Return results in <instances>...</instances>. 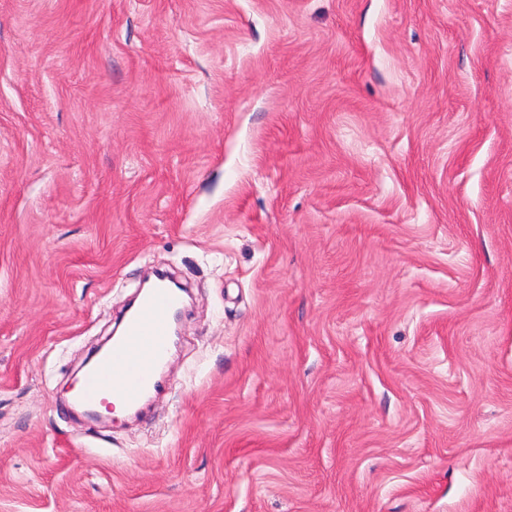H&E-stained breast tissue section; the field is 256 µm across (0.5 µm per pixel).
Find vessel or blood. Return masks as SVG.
Returning a JSON list of instances; mask_svg holds the SVG:
<instances>
[{"label": "vessel or blood", "instance_id": "b4317fda", "mask_svg": "<svg viewBox=\"0 0 512 512\" xmlns=\"http://www.w3.org/2000/svg\"><path fill=\"white\" fill-rule=\"evenodd\" d=\"M181 305V294L166 282L145 292L127 316L122 336L79 378L72 405L94 410L114 398L133 406L157 391L170 349V318Z\"/></svg>", "mask_w": 512, "mask_h": 512}]
</instances>
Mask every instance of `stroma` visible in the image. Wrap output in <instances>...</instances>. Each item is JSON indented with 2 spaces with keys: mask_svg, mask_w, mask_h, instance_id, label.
Segmentation results:
<instances>
[{
  "mask_svg": "<svg viewBox=\"0 0 512 512\" xmlns=\"http://www.w3.org/2000/svg\"><path fill=\"white\" fill-rule=\"evenodd\" d=\"M0 512H512V0H0ZM181 306V294L165 281L145 292L126 317L123 336L78 379L72 405L95 410L114 398L134 406L157 391L170 349V318ZM125 405L115 402L114 414L124 415Z\"/></svg>",
  "mask_w": 512,
  "mask_h": 512,
  "instance_id": "obj_1",
  "label": "stroma"
}]
</instances>
